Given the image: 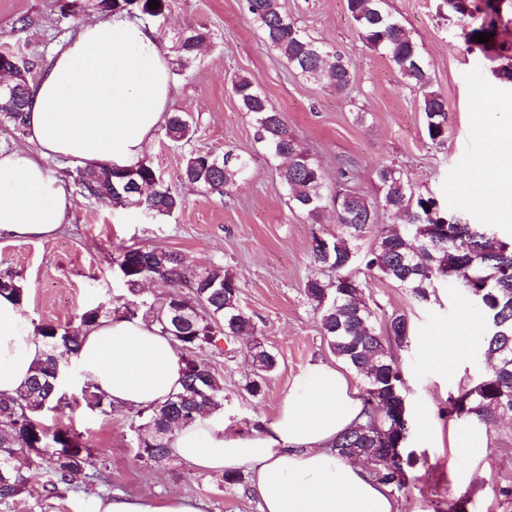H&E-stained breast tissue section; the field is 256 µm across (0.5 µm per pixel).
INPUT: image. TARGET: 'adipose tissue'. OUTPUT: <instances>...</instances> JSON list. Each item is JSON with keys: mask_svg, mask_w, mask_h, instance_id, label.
Returning <instances> with one entry per match:
<instances>
[{"mask_svg": "<svg viewBox=\"0 0 512 512\" xmlns=\"http://www.w3.org/2000/svg\"><path fill=\"white\" fill-rule=\"evenodd\" d=\"M171 78L154 30L116 13L93 20L44 63L28 96L30 156L0 149V237H52L69 223L73 201L63 178L43 161L83 167L136 165L167 118ZM47 350L17 299L0 294V398L22 391ZM114 409L164 402L181 387V358L157 327L113 316L87 327L74 358ZM364 403L333 362L309 365L276 417L244 435L226 428L217 409L176 430L170 455L205 472H248L260 512H397L389 487L361 462L338 458L337 436L361 422ZM89 512H203L174 494L88 498Z\"/></svg>", "mask_w": 512, "mask_h": 512, "instance_id": "1", "label": "adipose tissue"}]
</instances>
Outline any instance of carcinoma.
Listing matches in <instances>:
<instances>
[{
	"mask_svg": "<svg viewBox=\"0 0 512 512\" xmlns=\"http://www.w3.org/2000/svg\"><path fill=\"white\" fill-rule=\"evenodd\" d=\"M103 14L134 6L147 15H159V7L149 0H63L60 16L74 19L87 2ZM448 14L459 23L468 50L483 53L492 49L503 55L512 46L497 42L495 17L501 5L495 0H445ZM346 7L362 44L387 56L403 83L422 94V111L429 139L442 143L448 135V107L441 94L430 89L429 65L419 44L401 22L384 9V0H346ZM243 8L265 43L278 52L295 75L316 82L338 94L345 93L354 79L350 58L318 41L302 28L279 0H243ZM493 33L487 43L475 41L479 33ZM204 32L193 29L180 42L178 66L186 68L195 58ZM37 68L36 60L19 56L9 49L0 51V70L15 80L11 101L0 107V118L14 129L25 126L24 108L29 84L21 71ZM232 93L241 109L253 120L254 141L266 154L283 161L279 179L289 206L318 221L328 209L336 215L337 231L326 239L328 252L312 249L313 264L319 274L308 278L304 294L319 317L330 352L363 383L361 391L365 421L341 434L334 445L336 456L373 458V473L390 488L404 493L407 481L397 477L412 466L408 450L411 425L394 427L393 409L404 397L400 366L393 347L410 341V325L404 314L393 313L382 319L383 330L376 331V312L364 298L363 283L355 280L356 290L346 292L338 275L346 273L347 259L355 243L377 232L365 255L366 270L409 292L419 303H428L439 284L447 282L472 298L471 289L487 287L479 305L486 317L482 336L484 350L492 365L475 382L461 386L448 397V416L467 417L488 425L501 416H512V238L499 236L489 224H472L468 219L437 206V200L417 192L405 180L400 167L389 164L376 169L377 195L369 197L355 183L358 171L349 160H341L336 170V187H328L324 174L288 126L284 113L254 83L239 77L232 80ZM166 129L174 141L188 140L193 130L180 112L169 114ZM145 191L114 193L107 166L78 168L71 177L81 196L117 206H134L157 217L172 214L180 204L153 166L139 164ZM248 170V159L232 150L218 157L205 150L190 152L181 171V181L208 194L224 196ZM395 217L399 229L379 218ZM124 285L135 293L145 280L170 286L165 302L136 296L137 307L107 309L101 305L83 311L77 324H43L36 328L47 346L45 358L17 398L0 399V504L21 496L35 470L48 476L50 491L61 486L77 487L88 477L100 474L99 461L79 436L62 428H49L40 421L46 410L70 406L60 391L59 374L67 371L78 353L85 327L112 315L142 317L154 323L171 340L183 362L182 390L163 403L135 412L131 428L136 434L138 461L159 466L169 459L171 440L160 434L191 425L198 413L224 405V382L201 358L225 338L254 336L251 317L240 303V285L219 264H209L184 276L185 255L162 248H125L113 258ZM0 292H10L23 300V287L15 275L0 277ZM257 374L248 379L245 390L254 398L263 393L266 377L275 371L276 356L257 343ZM85 405L102 414L111 402L89 380L81 388ZM379 448H398L399 459L387 460Z\"/></svg>",
	"mask_w": 512,
	"mask_h": 512,
	"instance_id": "cac0c4a2",
	"label": "carcinoma"
}]
</instances>
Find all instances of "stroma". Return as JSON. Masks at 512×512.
<instances>
[{"instance_id":"stroma-1","label":"stroma","mask_w":512,"mask_h":512,"mask_svg":"<svg viewBox=\"0 0 512 512\" xmlns=\"http://www.w3.org/2000/svg\"><path fill=\"white\" fill-rule=\"evenodd\" d=\"M310 35L347 54L354 81L344 94L298 78L263 41L240 8V0H165L162 15L132 10L133 18L157 34L171 72L170 111L187 113L197 128L192 146L223 155L232 150L251 159L245 177L224 197L183 183L179 172L189 147L158 129L144 155L182 200L170 216L150 217L135 207L115 208L83 198L71 188L69 224L55 237L17 242L0 238V271L23 276L22 311L32 325L76 322L85 309L124 303L129 293L112 258L125 247H163L186 255L190 268L224 265L241 286V304L258 337L275 353L277 370L261 397L244 389L251 375L249 339L224 341L206 354L224 379V423L246 433L275 418L291 383L314 362L333 361L318 317L303 293L316 272L310 259L316 235L335 232L333 212L320 223L290 208L278 177V160L265 157L252 139V118L230 90V80L254 81L284 113L289 127L322 165L334 184L336 160L359 165V190L376 192L375 171L402 168L405 178L433 194L474 224H492L512 235V207L497 214L481 207L488 183L476 176L477 160L506 156L512 134V85L498 79L499 63L466 52L458 28L447 19L443 0H386L387 10L404 24L430 64L432 87L448 102V137L429 139L419 92L406 86L395 66L359 41L346 0H280ZM59 0H0V50L9 48L46 61L81 28V21L59 22ZM29 18L20 26V18ZM205 28L195 61L179 69L178 47L184 34ZM377 315L406 314L412 328L408 347L398 350L404 396L413 434L414 463L406 493L396 494L398 512H448L466 497L465 512H512V420L490 427L445 414L450 393L487 370L480 337L481 315L457 290L442 288L436 300L415 301L405 290L370 275L363 264L353 269ZM459 336L453 367L438 363L424 347L430 336ZM47 426L65 425L102 459L105 472L76 488L48 496L47 477L38 474L28 490L0 512H73L88 495H149L165 501L178 493L199 500L203 512H258L247 492V473L229 485L223 476L173 459L145 470L135 458V436L126 414H102L88 408L44 412Z\"/></svg>"}]
</instances>
